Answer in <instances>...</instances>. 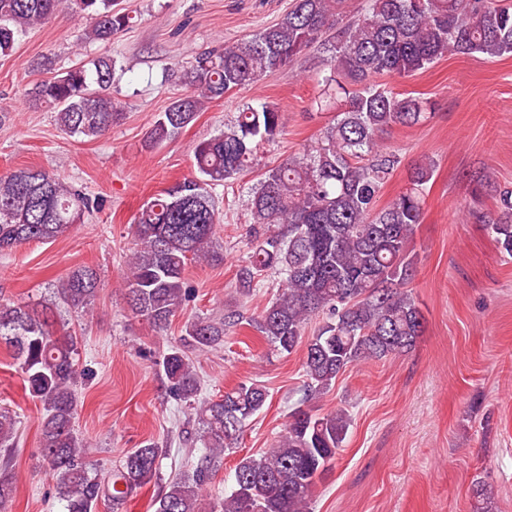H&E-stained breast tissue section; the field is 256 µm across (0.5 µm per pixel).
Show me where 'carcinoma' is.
I'll return each mask as SVG.
<instances>
[{"mask_svg": "<svg viewBox=\"0 0 512 512\" xmlns=\"http://www.w3.org/2000/svg\"><path fill=\"white\" fill-rule=\"evenodd\" d=\"M346 11V0H291L274 23L232 44L206 49L183 68L186 93L158 114L147 133L150 146L174 139L206 105L273 72L286 73L310 49H322L321 85L336 94V118L320 143L265 171L252 189L253 239L249 263L237 273L248 291L270 270L283 276L279 293L262 310L256 328L278 351L305 346V399L327 393L338 375L358 362L379 361L411 350L423 332L412 295L424 193L432 161L410 171L408 187L378 206L399 160L383 143L395 125L414 127L432 113L428 99L397 93L381 76L410 77L447 55H512V3L508 0H367ZM68 9L91 20L86 39L102 52L36 83L32 100L56 114L61 130L94 140L123 116L110 87L112 39L130 17L117 0H0V56L19 38ZM284 130L280 107L258 102L236 122L192 148L196 175L153 197L135 218V247L124 277L131 311L158 332L168 330L189 300L186 270L217 257L220 221L211 189L236 180L261 145ZM98 207L62 177L38 168L0 177V252L47 242L83 224ZM503 252L512 256V192L498 193L484 216ZM100 288L96 268L83 265L59 279L38 306L0 303V340L13 348L25 387L43 406L42 460L65 512H96L115 505L157 478L162 449L153 441L122 454L106 473L95 471L74 428L77 387L92 377L79 367L78 336L52 329L59 307L91 309ZM313 336L305 338L312 319ZM243 321L237 311L196 319L164 353L163 375L171 397L195 410L202 451L186 472L172 478L154 502L155 512H203L209 487L249 420L267 404L269 391L241 383L218 400L197 399L199 384L185 348L204 351L224 342V331ZM350 415L297 409L285 433L259 456L239 460L231 489L208 512H309L316 479L343 447ZM16 419L0 411V447L11 448ZM16 478L0 472V512H8Z\"/></svg>", "mask_w": 512, "mask_h": 512, "instance_id": "cac0c4a2", "label": "carcinoma"}]
</instances>
